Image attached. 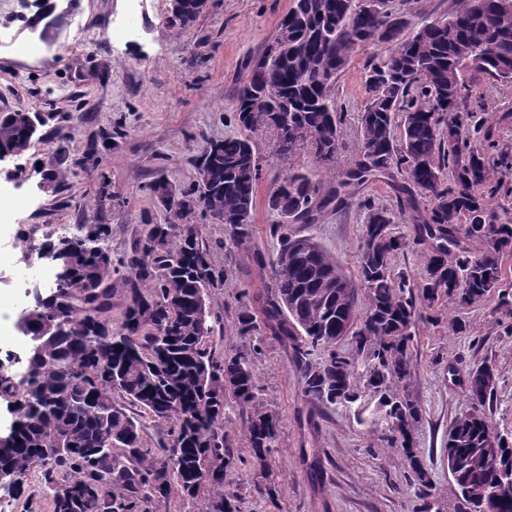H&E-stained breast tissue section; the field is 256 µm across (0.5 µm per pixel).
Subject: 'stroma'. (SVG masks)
<instances>
[{
    "mask_svg": "<svg viewBox=\"0 0 512 512\" xmlns=\"http://www.w3.org/2000/svg\"><path fill=\"white\" fill-rule=\"evenodd\" d=\"M293 0H209L186 27L170 23L167 0H69L68 16L55 41L13 22L17 0H0V23L11 22L17 52L0 48V113L15 110L46 116V138L34 140L31 155L51 159L56 144L48 133L72 129L67 162L73 175L59 190H40L41 177L27 171L22 185L0 173V294L16 307L40 287L49 293L55 270L27 278L20 257L25 227L57 235L59 227L106 224L113 259L140 236L145 222H162L163 209L148 185L164 177L179 187L198 180L197 162L210 141L241 134L235 102L242 77L276 34ZM41 41L38 54L24 53ZM384 54L372 45L355 55L338 77L336 102L343 112L344 150L337 170H346L359 149V117L366 103L365 73ZM466 102L475 122L492 132L474 142L490 157L512 154V83L470 76ZM260 175L253 213V239L272 253L270 227L278 220L267 199L291 172L314 171L305 150L276 153L274 131L252 136ZM496 223L512 224V165L498 167L481 189ZM394 214L396 233L411 235L399 215L396 194L383 182L363 186L341 211H325L315 224L291 225L312 237L354 274L365 224V207ZM224 270V286L211 299L217 319L219 354L246 352L263 411L277 423L275 448L265 467L254 466L245 440L247 414L235 403L224 407V429L234 460L224 477L238 496L239 512H469L448 471V430L473 411L467 371L488 362L496 369L494 397L485 408L492 427L512 434V317L498 294L469 306L440 301L437 320H419L410 347L411 376L405 384L421 408L413 442L431 482L420 498L400 449L390 447L387 424L373 401L344 407L305 397L295 352L263 324L242 331L239 317L256 309L255 296L271 269L259 266L235 244L229 226L195 218ZM0 512H52V491L42 469H34L22 490L0 488Z\"/></svg>",
    "mask_w": 512,
    "mask_h": 512,
    "instance_id": "stroma-1",
    "label": "stroma"
}]
</instances>
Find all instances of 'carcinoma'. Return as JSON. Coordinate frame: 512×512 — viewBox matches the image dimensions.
Segmentation results:
<instances>
[{
	"mask_svg": "<svg viewBox=\"0 0 512 512\" xmlns=\"http://www.w3.org/2000/svg\"><path fill=\"white\" fill-rule=\"evenodd\" d=\"M498 2L453 0L447 17L404 38L389 7L369 13L362 0H297L273 38L288 41V48L264 51L236 97L244 130L267 126L264 110L277 109L288 133L315 131L308 147L320 167H330L343 149L336 79L353 55L377 44L373 29L388 26L385 56L366 76L358 158L334 183L291 173L271 197L278 214L313 224L356 187L391 181L400 210L416 226L413 242L433 241L424 276L411 283L394 273V258L408 243L392 234L388 210L371 206L362 237L369 244L359 248L355 280L317 242L298 249L288 225H273L278 247L257 302L267 326L296 346L306 397L347 407L367 391L378 398L390 443L401 448L424 496L431 489L428 472L412 443L420 407L399 392L410 373L412 327L423 302L431 309L446 296L470 305L496 292L502 259L512 254V225L493 223L478 194L494 176L495 163L472 146V113L465 106L467 71L512 82V13ZM269 86L278 95L266 104L259 93ZM448 123L457 128L453 140L440 130ZM54 139L56 164L39 173L55 189L69 176L61 164L70 135L59 127ZM32 141L25 112L0 114V153L20 159ZM216 144L214 156H203L206 197L188 188L184 201L171 205L159 197L162 181L150 184L167 218L143 225L120 261L125 300L117 323L108 225L82 224L68 239L40 245L37 257H54L65 280L27 308V328L41 337L43 350L29 354L23 373H0V400L12 414L0 471L20 490L36 467L50 481L56 468L67 470L55 486L53 512H133L142 499L167 500L174 485L190 496L207 491L208 512H238L236 496L224 491V475L207 473L214 458L226 468L232 463L224 432L229 397L242 409L253 408L245 439L254 464L265 465L275 447L276 422L254 409L256 384L246 354L221 356L213 346L210 300L223 288L224 271L213 264L199 225L190 220L205 206L224 214L236 244L251 242L260 171L250 137ZM469 240L482 244L481 254L471 255ZM360 288L367 300L362 317L356 312ZM349 323L356 349L366 353L361 370L332 350ZM328 348L323 364L308 359ZM485 369L493 366L483 362L466 377L478 407L453 422L448 459L472 512H512V437L493 431L481 410L495 392L493 386L479 392ZM145 417L171 425L159 460L143 450ZM116 484L126 491L120 498L112 492Z\"/></svg>",
	"mask_w": 512,
	"mask_h": 512,
	"instance_id": "cac0c4a2",
	"label": "carcinoma"
}]
</instances>
